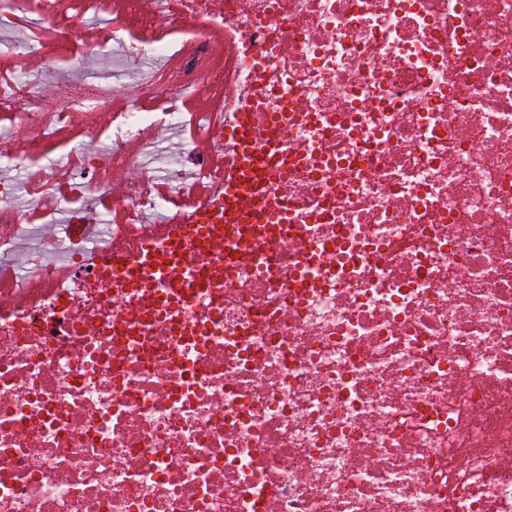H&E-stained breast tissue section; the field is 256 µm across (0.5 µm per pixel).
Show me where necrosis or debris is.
<instances>
[{
	"label": "necrosis or debris",
	"mask_w": 512,
	"mask_h": 512,
	"mask_svg": "<svg viewBox=\"0 0 512 512\" xmlns=\"http://www.w3.org/2000/svg\"><path fill=\"white\" fill-rule=\"evenodd\" d=\"M23 24L0 160L37 205L0 181V512H512V0H0ZM108 49L133 96L21 78ZM238 113L265 195L208 256L177 233ZM167 124L190 136L161 169ZM86 197L111 223L7 262ZM147 243L163 277L84 264ZM11 181L16 188L14 197V205L19 213H24L30 209L34 204V199L29 195L26 190L27 175L9 165L4 164L1 167L0 163V180Z\"/></svg>",
	"instance_id": "obj_1"
}]
</instances>
